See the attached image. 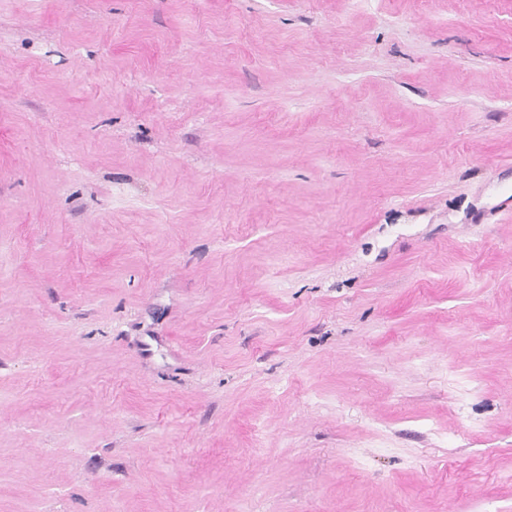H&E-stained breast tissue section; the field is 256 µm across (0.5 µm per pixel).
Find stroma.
I'll return each instance as SVG.
<instances>
[{"label":"stroma","instance_id":"1","mask_svg":"<svg viewBox=\"0 0 512 512\" xmlns=\"http://www.w3.org/2000/svg\"><path fill=\"white\" fill-rule=\"evenodd\" d=\"M0 512H512V0H0Z\"/></svg>","mask_w":512,"mask_h":512}]
</instances>
